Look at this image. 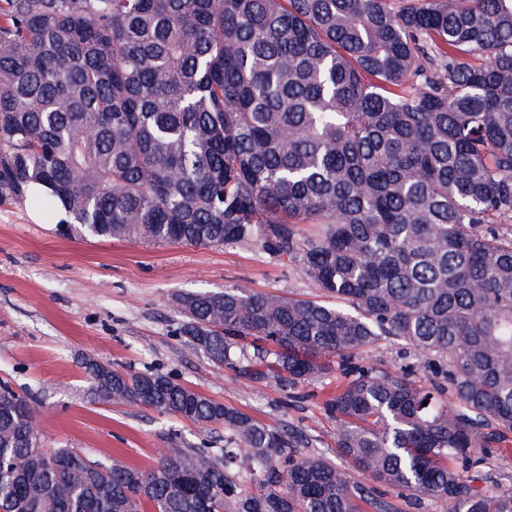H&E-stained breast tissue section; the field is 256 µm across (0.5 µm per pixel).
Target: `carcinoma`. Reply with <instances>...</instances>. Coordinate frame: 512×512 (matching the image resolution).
Instances as JSON below:
<instances>
[{"mask_svg":"<svg viewBox=\"0 0 512 512\" xmlns=\"http://www.w3.org/2000/svg\"><path fill=\"white\" fill-rule=\"evenodd\" d=\"M3 203L60 205L67 235L288 262L316 298L180 292L174 336L289 391L336 360L346 464L89 359L95 399L236 447L149 469L46 450L0 383V512H512V485H476L512 435V0H0ZM390 336L429 384L361 362Z\"/></svg>","mask_w":512,"mask_h":512,"instance_id":"cac0c4a2","label":"carcinoma"}]
</instances>
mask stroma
<instances>
[{"mask_svg":"<svg viewBox=\"0 0 512 512\" xmlns=\"http://www.w3.org/2000/svg\"><path fill=\"white\" fill-rule=\"evenodd\" d=\"M227 286L311 298L312 285L281 260L240 244L219 248L58 235L53 214L0 205V382L29 399L44 448H81L94 459L148 468L182 448H220L224 432L147 408L87 399L86 359L134 372L174 374L204 395L275 428L301 432L311 452L336 457V422L323 407L335 377L297 393L246 384L184 345L172 331L175 293ZM367 363L409 369L414 352L382 341Z\"/></svg>","mask_w":512,"mask_h":512,"instance_id":"1","label":"stroma"}]
</instances>
